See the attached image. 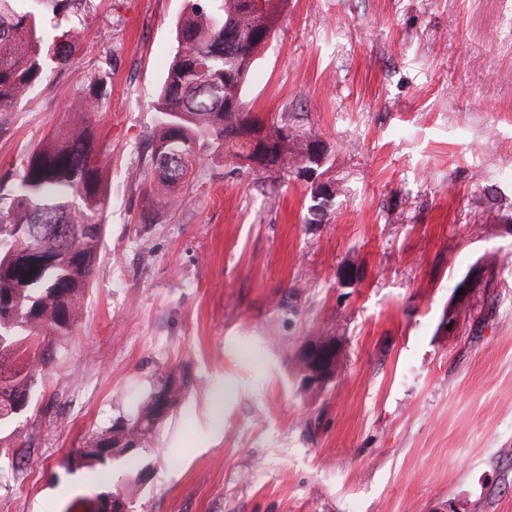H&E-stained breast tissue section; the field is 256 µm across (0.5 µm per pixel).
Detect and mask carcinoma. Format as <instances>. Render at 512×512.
Wrapping results in <instances>:
<instances>
[{
    "label": "carcinoma",
    "instance_id": "1",
    "mask_svg": "<svg viewBox=\"0 0 512 512\" xmlns=\"http://www.w3.org/2000/svg\"><path fill=\"white\" fill-rule=\"evenodd\" d=\"M0 0V113L9 112L45 77L46 61L71 65L84 25L65 20L68 0H53L56 22L43 28L38 0ZM284 0H264L262 13L246 15V0H188L176 23L177 47L153 103L157 114L145 177L175 200L201 145L229 161L251 160L262 169L297 172L317 138L299 131L283 140L271 126L257 139V119L243 100L257 57L275 32ZM104 79H89L74 100L73 122L52 131L20 157L16 178L0 184V427L30 407L31 395L50 362L56 342L71 334L82 316L86 288L102 248L107 206L102 154L88 130L87 115L100 104ZM333 198L311 188L309 212L323 220ZM179 391L166 385L137 415L96 438L93 448L72 452L70 470L105 466L134 456L161 417L153 407Z\"/></svg>",
    "mask_w": 512,
    "mask_h": 512
}]
</instances>
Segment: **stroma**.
Here are the masks:
<instances>
[{
	"instance_id": "stroma-1",
	"label": "stroma",
	"mask_w": 512,
	"mask_h": 512,
	"mask_svg": "<svg viewBox=\"0 0 512 512\" xmlns=\"http://www.w3.org/2000/svg\"><path fill=\"white\" fill-rule=\"evenodd\" d=\"M186 3L73 0V65L0 115L10 181L105 80L104 244L22 439L0 430V512H89L107 486L136 512H512V0H284L244 99L326 142L323 224L305 182L206 146L179 203L152 196V103ZM320 331L343 356L311 398L297 352ZM169 381L181 400L135 458L68 470Z\"/></svg>"
}]
</instances>
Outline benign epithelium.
I'll return each instance as SVG.
<instances>
[{
  "mask_svg": "<svg viewBox=\"0 0 512 512\" xmlns=\"http://www.w3.org/2000/svg\"><path fill=\"white\" fill-rule=\"evenodd\" d=\"M343 353L336 337H307L299 349L303 391L314 397L321 394L336 379Z\"/></svg>",
  "mask_w": 512,
  "mask_h": 512,
  "instance_id": "1",
  "label": "benign epithelium"
}]
</instances>
